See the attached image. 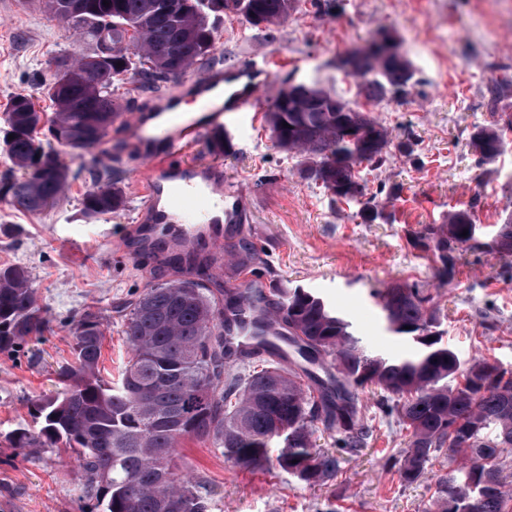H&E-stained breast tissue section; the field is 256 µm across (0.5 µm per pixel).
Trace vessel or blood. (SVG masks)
<instances>
[{"label":"vessel or blood","mask_w":512,"mask_h":512,"mask_svg":"<svg viewBox=\"0 0 512 512\" xmlns=\"http://www.w3.org/2000/svg\"><path fill=\"white\" fill-rule=\"evenodd\" d=\"M245 77L237 89L234 75L200 73L193 84L198 116H186L179 96L169 95L150 102L154 123H147L140 112L128 119L131 149L149 163L139 222L133 227L147 250L169 254L203 247L216 263L222 259L225 237L245 220L244 200L225 182L223 164L189 159L205 135L223 130L225 117L251 112L258 88L272 80L266 69H252Z\"/></svg>","instance_id":"vessel-or-blood-1"}]
</instances>
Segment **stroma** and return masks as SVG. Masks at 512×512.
Listing matches in <instances>:
<instances>
[{"mask_svg": "<svg viewBox=\"0 0 512 512\" xmlns=\"http://www.w3.org/2000/svg\"><path fill=\"white\" fill-rule=\"evenodd\" d=\"M382 31L399 38L414 78L405 93L369 102L336 61ZM216 35L224 70L265 68L274 79L260 88L252 112L227 119L223 154H214L205 140L193 153L198 161L220 159L225 180L241 186L252 207L243 236L258 249L256 271L204 273L215 297L253 275L299 286L335 305L369 347L404 355L411 343L386 330L372 295L394 281L415 283L432 295L443 336L462 358L483 356L512 370V256L460 246L455 277L445 283L433 276L432 254L412 243L423 225L442 223L451 210L469 211L486 241L492 226L512 212V132L493 160H482L471 146L477 129L497 120V107L512 106V88L494 93L512 80V0H300L275 34L228 13ZM63 49L81 53L91 46L51 21L41 0H0V124L19 92L51 113L43 94L45 61ZM291 82L343 96L389 129L385 163L360 169L366 195L385 204L381 217L366 219L357 202L332 203L300 177L299 157L272 142L263 116ZM121 132L113 125L89 153L59 147L70 187L43 213L19 212L0 199V265L28 268L51 319L50 330L26 344L24 355L0 353V512H80L74 462L48 448L12 447L9 434L34 427L32 399L61 388L58 372L73 361L72 320L98 313L101 374L117 379L127 349L116 306L149 284L187 275L125 246L142 197L139 163L124 155ZM110 156L122 171L126 205L86 218L89 171ZM379 399L363 392L367 444L343 454L328 484L301 485L272 463L242 469L190 439L179 449L181 467L209 482L211 512H424L448 460L437 456L416 483L402 482L396 460L406 432Z\"/></svg>", "mask_w": 512, "mask_h": 512, "instance_id": "stroma-1", "label": "stroma"}]
</instances>
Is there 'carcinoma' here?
I'll list each match as a JSON object with an SVG mask.
<instances>
[{
	"mask_svg": "<svg viewBox=\"0 0 512 512\" xmlns=\"http://www.w3.org/2000/svg\"><path fill=\"white\" fill-rule=\"evenodd\" d=\"M85 0L80 15L65 11L50 18L75 29L98 50L112 52V62L91 63L82 80L65 90L45 84V96L56 106L60 95L69 107L53 112L48 132L73 149L100 145L126 106L115 87L127 72L142 84L179 80L194 67L221 59L210 15L233 13L246 23L279 26L296 10L297 0H210L208 14L197 12L198 0ZM143 34L139 50L130 49L128 34ZM174 46L177 58L164 59ZM350 77L365 98L379 101L385 89L406 91L412 76L406 65L355 60ZM108 117L97 144L85 133ZM42 113L32 97L14 95L9 103L4 140L14 173L0 178V198L13 209L40 213L65 195L68 171L52 143L36 139ZM267 126L279 127V146L301 157L300 174L331 192L344 183L359 184V167L381 165L385 153L355 156L351 136L376 119L322 88L303 91L281 111L265 114ZM289 127H282V123ZM512 120L480 128L473 147L484 159L501 153ZM106 166L93 171L94 182L83 197L92 218L119 211L123 188ZM474 220L467 211L448 212L445 223L426 227L418 242L432 249L441 263L440 278L454 273L453 251L468 245ZM494 240L501 255H512V219L498 225ZM258 252L243 238L230 251L233 271L253 270ZM277 299L280 321L288 334L268 335L255 318L247 328L256 346L266 351L258 365L243 372L226 369L224 310L238 311L251 300L245 288H229L224 302L208 294L195 279L153 284L126 303L122 334L130 356L121 379L112 384L98 374L104 334L98 315L86 312L71 324L74 363L63 371L64 392L34 400L37 427L10 434L15 448H57L76 454L80 499L89 512H210L211 491L203 478L180 473L178 447L191 438L207 443L224 459L244 469L270 461L279 445L276 465L297 482L323 485L340 468L336 452L316 447L318 426L338 435V448L353 452L366 445L369 429L362 419L360 389L380 390L385 412L409 431L401 451L400 477L413 484L434 457L445 453L457 466L439 475L435 497L426 512H512L506 491L502 452L512 448V392L499 385H474L460 355L442 340L432 297L416 284H391L376 295L388 329L414 345L406 356L369 350L353 325L322 297L304 288H270L261 299ZM50 328L28 269L0 265V353L13 354L33 336ZM156 394L163 416L145 412L143 397Z\"/></svg>",
	"mask_w": 512,
	"mask_h": 512,
	"instance_id": "1",
	"label": "carcinoma"
}]
</instances>
